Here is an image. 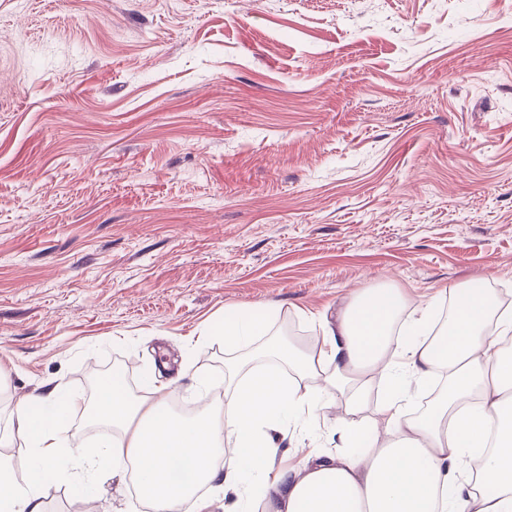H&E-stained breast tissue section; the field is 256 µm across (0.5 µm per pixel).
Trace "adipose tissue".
<instances>
[{"label":"adipose tissue","mask_w":512,"mask_h":512,"mask_svg":"<svg viewBox=\"0 0 512 512\" xmlns=\"http://www.w3.org/2000/svg\"><path fill=\"white\" fill-rule=\"evenodd\" d=\"M429 306L399 289L368 288L346 297L314 346L273 345L289 373L249 368L230 380L224 402L192 419L172 414L169 384L131 396L112 377L99 387L91 421L105 424L98 450L71 455L75 494L86 478L128 463L138 468V492L153 512H213L217 492H231L236 512H512V310L488 289H457L449 327L432 331ZM259 307L229 310L219 334L234 347L267 335ZM444 375L445 386L423 412L413 391ZM343 405L336 416V453L300 468L276 466L278 438L291 421L322 407L325 395ZM47 395L29 396L16 411L15 435L36 463L17 481L0 456V512H47L43 475L65 454L58 417L37 416ZM374 406L372 431L350 421ZM238 452L221 465L224 433Z\"/></svg>","instance_id":"ef3b65f1"}]
</instances>
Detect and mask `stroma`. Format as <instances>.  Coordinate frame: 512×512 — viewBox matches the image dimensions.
<instances>
[{"mask_svg":"<svg viewBox=\"0 0 512 512\" xmlns=\"http://www.w3.org/2000/svg\"><path fill=\"white\" fill-rule=\"evenodd\" d=\"M512 0H0V454L90 366L224 388L225 310L512 298ZM88 491L146 512L129 469Z\"/></svg>","mask_w":512,"mask_h":512,"instance_id":"obj_1","label":"stroma"}]
</instances>
